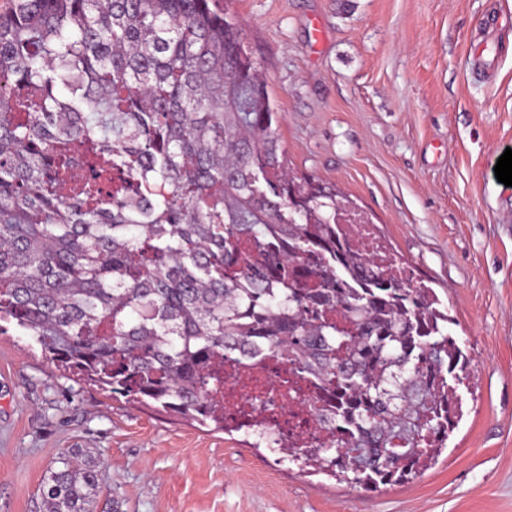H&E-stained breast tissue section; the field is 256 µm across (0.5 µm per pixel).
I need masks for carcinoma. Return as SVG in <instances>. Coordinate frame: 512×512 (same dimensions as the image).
Wrapping results in <instances>:
<instances>
[{"label":"carcinoma","instance_id":"cac0c4a2","mask_svg":"<svg viewBox=\"0 0 512 512\" xmlns=\"http://www.w3.org/2000/svg\"><path fill=\"white\" fill-rule=\"evenodd\" d=\"M218 0H9L0 11V335L109 393L224 427V360L280 356L336 393L325 448L366 489L427 469L468 363L424 281L375 270L336 189L290 169ZM73 449L45 512H91Z\"/></svg>","mask_w":512,"mask_h":512}]
</instances>
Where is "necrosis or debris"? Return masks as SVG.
Instances as JSON below:
<instances>
[{"label":"necrosis or debris","instance_id":"necrosis-or-debris-1","mask_svg":"<svg viewBox=\"0 0 512 512\" xmlns=\"http://www.w3.org/2000/svg\"><path fill=\"white\" fill-rule=\"evenodd\" d=\"M341 217V227L351 243L376 267L389 270V254L371 225L351 212H342ZM316 399L310 380L281 358H247L224 368L225 422L263 430L278 445L316 448L327 439L328 429L315 417Z\"/></svg>","mask_w":512,"mask_h":512}]
</instances>
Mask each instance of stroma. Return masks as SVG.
Wrapping results in <instances>:
<instances>
[{"label": "stroma", "mask_w": 512, "mask_h": 512, "mask_svg": "<svg viewBox=\"0 0 512 512\" xmlns=\"http://www.w3.org/2000/svg\"><path fill=\"white\" fill-rule=\"evenodd\" d=\"M289 166L333 186L431 283L470 361L427 470L367 490L249 438L115 401L0 335V512H38L61 453L106 465L94 512H512V0H222Z\"/></svg>", "instance_id": "35a3bbf8"}]
</instances>
